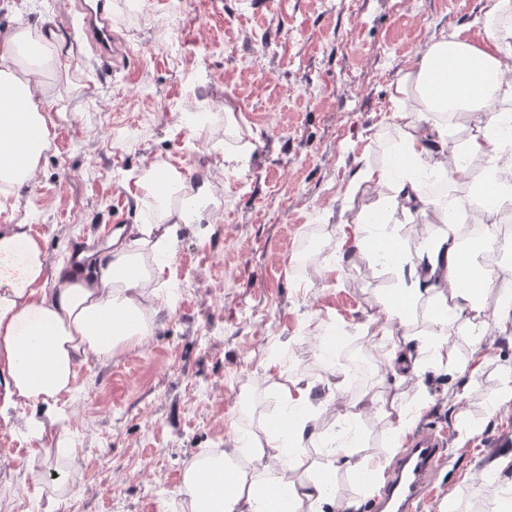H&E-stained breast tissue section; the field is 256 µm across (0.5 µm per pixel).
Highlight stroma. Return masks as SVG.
<instances>
[{
    "label": "stroma",
    "mask_w": 512,
    "mask_h": 512,
    "mask_svg": "<svg viewBox=\"0 0 512 512\" xmlns=\"http://www.w3.org/2000/svg\"><path fill=\"white\" fill-rule=\"evenodd\" d=\"M488 3L112 0V38L125 52L105 63L63 0H0V38L45 20L63 46L41 76L57 113L49 147L32 182L0 193V231L28 225L50 262H68L76 243L100 246L111 226L145 223L152 203L134 201L130 175L150 162L178 170L184 192L208 183L216 217L182 229L144 343L84 361L55 424L30 404L0 411V512H184L192 463L241 448L283 414L273 361L316 382V400L333 402L318 425L337 431L359 391L333 392L336 375L346 354L365 352L393 287L354 247L373 227L353 218L380 187L344 191L359 166L394 151L396 81L440 35L485 41ZM191 105L209 107L207 122H190ZM228 110L254 145L243 175L221 165ZM315 227L327 251L304 272L296 260ZM487 333L493 349L476 378L428 369L399 383L377 363L367 380L408 403L432 401L420 421L445 433L449 470L425 512H496L512 492V414L488 409L512 363V332ZM247 379L245 412L237 394ZM461 409L473 431L462 445ZM393 427L364 414L359 455L393 462Z\"/></svg>",
    "instance_id": "stroma-1"
}]
</instances>
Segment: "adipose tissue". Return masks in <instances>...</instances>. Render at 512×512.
I'll return each mask as SVG.
<instances>
[{
	"mask_svg": "<svg viewBox=\"0 0 512 512\" xmlns=\"http://www.w3.org/2000/svg\"><path fill=\"white\" fill-rule=\"evenodd\" d=\"M488 41L479 45L454 34L433 41L420 59L394 85L392 97L401 133L399 149L383 166L359 167L347 189L361 184L390 186L372 216L380 230L362 246L392 267L397 288L383 304L384 320L371 333L386 368L406 380L423 365L461 375H475L478 366L460 364L445 336L449 327L469 323L478 349L490 342L482 318V297L493 272L480 258L487 241L461 245L454 216L486 201L512 206V0H493L487 12ZM45 33L28 27L0 39V190L28 184L48 146L52 106L28 77L15 74L19 51L45 47ZM462 112L475 133L461 146H449L448 122L424 124V116ZM482 159L481 181L470 192L435 209L424 190L427 180L455 182L469 176L468 160ZM210 200L207 186L181 202L162 206L154 224L120 229L94 258L91 273L75 274L50 264L39 238L26 225L0 231V385L5 404L20 401L51 406L72 388L77 367L88 356L111 357L121 344L147 334L145 315L156 310L154 280L162 271L158 256L173 259L183 226L201 222ZM437 211L439 226L423 232L406 257H399L393 226L410 212ZM424 307L438 342L414 330L413 314ZM290 416L273 422L252 442L258 467L241 474L234 457L222 453L186 469L183 493L190 512H273L272 495L287 493L289 512H326L338 502L336 472L381 475L382 460L359 456L348 436L352 419L373 409L395 417L394 441H401L413 411L399 393H364L349 404L340 423L341 435L326 448L320 462L297 473L286 465L271 471L268 462L282 452V435L296 446L316 442L312 423V386L284 378L278 384Z\"/></svg>",
	"mask_w": 512,
	"mask_h": 512,
	"instance_id": "1",
	"label": "adipose tissue"
}]
</instances>
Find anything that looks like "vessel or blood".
<instances>
[{
    "label": "vessel or blood",
    "mask_w": 512,
    "mask_h": 512,
    "mask_svg": "<svg viewBox=\"0 0 512 512\" xmlns=\"http://www.w3.org/2000/svg\"><path fill=\"white\" fill-rule=\"evenodd\" d=\"M80 30L98 56L112 58L111 0L81 4ZM445 443L433 432L413 435L397 457L384 484L368 500L370 512H419L431 501L434 476L446 464Z\"/></svg>",
    "instance_id": "obj_1"
}]
</instances>
